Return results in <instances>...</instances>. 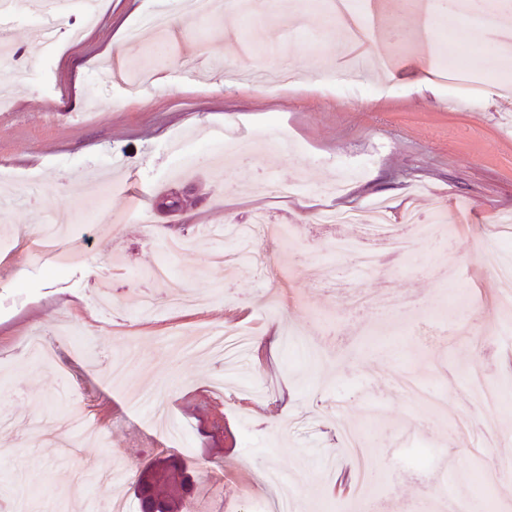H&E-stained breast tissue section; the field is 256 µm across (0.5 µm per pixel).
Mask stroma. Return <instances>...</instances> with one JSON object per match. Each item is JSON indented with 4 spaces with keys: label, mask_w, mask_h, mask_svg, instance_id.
<instances>
[{
    "label": "stroma",
    "mask_w": 512,
    "mask_h": 512,
    "mask_svg": "<svg viewBox=\"0 0 512 512\" xmlns=\"http://www.w3.org/2000/svg\"><path fill=\"white\" fill-rule=\"evenodd\" d=\"M151 11L171 18V57L127 38ZM328 15L320 0H298L293 12L285 0H251L248 12L210 17L176 0H98L95 20L71 6L61 35L41 48L37 21L6 13L13 41L0 75L18 81L0 108V175L15 177L28 203L0 223V512H12L20 493L28 512H98L128 495L136 467L171 454L207 472L183 512H250L269 494L255 476L266 466L280 471L299 512H357L315 455L334 453L337 474L348 473L336 428L360 427L368 403L377 410L372 512H424L430 487L457 505L512 506V481L475 479L512 468V407L488 411L465 390L478 369L488 389L512 397V314L482 263L490 248L512 251V238L497 232L499 215L512 211V98L497 88L512 84V68L494 67L498 44L471 35L460 76L487 78L489 89L480 106L451 108L440 58L459 27L417 13L412 0H371L357 37L343 44ZM228 23L247 52L227 49ZM348 53L383 56L389 67L345 89ZM228 63L288 65L304 78L230 84ZM320 67L334 73L324 86ZM156 69V83L132 84ZM227 123L253 146L231 164L212 139ZM278 180L299 193L277 198ZM173 186L191 188L197 202L165 215L157 195ZM378 198L392 219L410 209L447 227L419 239L412 259L383 254L381 273L361 281L372 294L401 297L403 311L386 321L351 308L350 284L319 282L318 257L339 237L366 242L365 226L314 221L322 207L365 210ZM60 208L95 213L57 245L78 254L74 264H56L36 246L39 225ZM259 210L273 227L295 229L294 251L267 238L258 266L230 276L208 265L215 243L203 226L245 222ZM173 235L194 245L169 258L162 244ZM163 261L204 305L170 309L171 288L149 276ZM317 317L333 327L321 334L324 361L313 369L280 335ZM220 326L252 330L243 380L260 381L266 396L217 390L223 359L178 351V335ZM35 335L54 346L53 363L28 351ZM130 346L136 359L124 384L110 383L111 360ZM401 371L445 389L446 411L400 393L393 378ZM144 386L183 423V442L128 406L126 390ZM419 442L429 463L406 462Z\"/></svg>",
    "instance_id": "obj_1"
}]
</instances>
